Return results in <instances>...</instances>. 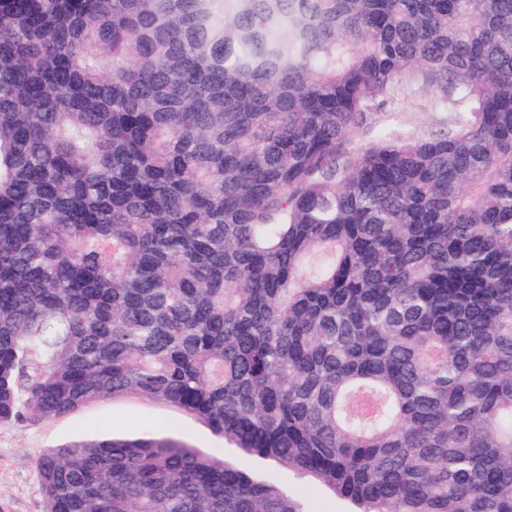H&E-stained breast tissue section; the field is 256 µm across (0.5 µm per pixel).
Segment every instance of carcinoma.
<instances>
[{"label":"carcinoma","mask_w":512,"mask_h":512,"mask_svg":"<svg viewBox=\"0 0 512 512\" xmlns=\"http://www.w3.org/2000/svg\"><path fill=\"white\" fill-rule=\"evenodd\" d=\"M128 395L270 470L80 439L46 512H512V0H0V424ZM386 110L391 114H381L379 120L392 134L420 139H427L441 127L450 126L454 117L437 103L421 82L413 83L412 92L387 104ZM305 507L309 512H348L350 506L345 501L322 489H304Z\"/></svg>","instance_id":"carcinoma-1"}]
</instances>
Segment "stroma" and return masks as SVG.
<instances>
[{
	"label": "stroma",
	"mask_w": 512,
	"mask_h": 512,
	"mask_svg": "<svg viewBox=\"0 0 512 512\" xmlns=\"http://www.w3.org/2000/svg\"><path fill=\"white\" fill-rule=\"evenodd\" d=\"M386 109L388 114L382 122L397 136L426 139L453 121L452 113L418 82L411 93L387 104ZM160 431L183 438L205 452L224 445L222 438L179 408L133 397L91 403L46 422L1 424L0 512H45L36 470L41 450L93 434L139 437Z\"/></svg>",
	"instance_id": "1"
}]
</instances>
